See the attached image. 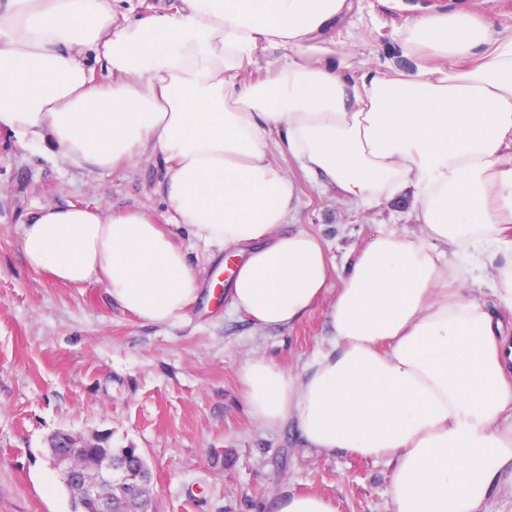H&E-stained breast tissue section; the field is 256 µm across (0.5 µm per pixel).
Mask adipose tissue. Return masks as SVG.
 Returning <instances> with one entry per match:
<instances>
[{
  "label": "adipose tissue",
  "instance_id": "adipose-tissue-1",
  "mask_svg": "<svg viewBox=\"0 0 512 512\" xmlns=\"http://www.w3.org/2000/svg\"><path fill=\"white\" fill-rule=\"evenodd\" d=\"M349 0H172L130 20L113 0H0V126L110 169L152 149L165 222L235 249L230 307L292 326L326 300L329 349L301 371L253 358L250 415L294 421L308 447L393 466L394 512H483L512 488V331L472 297L481 254L512 310V35L477 15L422 14L401 44L446 66L348 82L319 39ZM288 52L275 79L238 75ZM116 83L95 82L84 51ZM469 61L461 70L457 61ZM306 173L369 206L413 187L420 232L383 231L338 288L325 248L287 224L298 207L268 136ZM29 266L102 283L141 320H181L200 292L186 253L146 213L46 204L22 227ZM456 262H443L445 248Z\"/></svg>",
  "mask_w": 512,
  "mask_h": 512
}]
</instances>
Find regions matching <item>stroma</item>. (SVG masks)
Segmentation results:
<instances>
[{
    "label": "stroma",
    "mask_w": 512,
    "mask_h": 512,
    "mask_svg": "<svg viewBox=\"0 0 512 512\" xmlns=\"http://www.w3.org/2000/svg\"><path fill=\"white\" fill-rule=\"evenodd\" d=\"M424 13L478 14L512 32V0H352L323 34L350 78L431 64L404 55L399 35ZM301 199L295 228L325 243L329 284L338 286L349 254L381 229L417 224L411 192L371 208L344 203L290 156L274 154ZM164 163L149 154L111 170L16 142L0 129V512H72L71 494L49 462L59 431L110 434L134 448L153 476L155 512H265L269 497L314 493L336 512H393V467L341 449L306 447L293 423L258 424L240 379L254 357L294 372L328 346L325 304L292 328L259 329L214 298L228 281L227 253H211L190 231L165 225L200 279L182 320L149 324L120 307L97 282L66 285L31 269L22 223L39 206L75 204L161 217L156 193Z\"/></svg>",
    "instance_id": "1"
}]
</instances>
